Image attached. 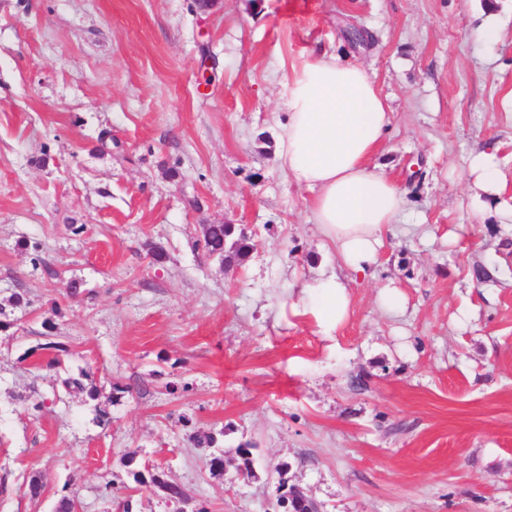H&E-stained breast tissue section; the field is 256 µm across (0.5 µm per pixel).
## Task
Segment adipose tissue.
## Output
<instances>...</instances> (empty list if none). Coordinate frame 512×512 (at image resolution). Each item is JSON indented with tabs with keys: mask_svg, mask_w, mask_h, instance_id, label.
<instances>
[{
	"mask_svg": "<svg viewBox=\"0 0 512 512\" xmlns=\"http://www.w3.org/2000/svg\"><path fill=\"white\" fill-rule=\"evenodd\" d=\"M279 109L285 115L280 168L312 191V220L339 267L302 289L303 313L329 333L349 316L347 275H370L404 204L399 187L369 164L390 130L392 111L363 67L326 54L293 68Z\"/></svg>",
	"mask_w": 512,
	"mask_h": 512,
	"instance_id": "adipose-tissue-1",
	"label": "adipose tissue"
}]
</instances>
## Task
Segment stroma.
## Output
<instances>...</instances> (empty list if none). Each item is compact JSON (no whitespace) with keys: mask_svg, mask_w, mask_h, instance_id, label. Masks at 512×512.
I'll return each mask as SVG.
<instances>
[{"mask_svg":"<svg viewBox=\"0 0 512 512\" xmlns=\"http://www.w3.org/2000/svg\"><path fill=\"white\" fill-rule=\"evenodd\" d=\"M315 52L387 97L405 201L329 334L291 303L336 256L276 160ZM225 223L243 264L202 249ZM281 469L324 512H512V0H0V512H176L137 471L280 512ZM469 177L472 178L474 187L481 190L487 196L498 194L501 172L496 156L493 153L480 152L471 163ZM203 248L209 257L227 265L243 263L254 249L251 237L234 224H210L203 236Z\"/></svg>","mask_w":512,"mask_h":512,"instance_id":"obj_1","label":"stroma"}]
</instances>
